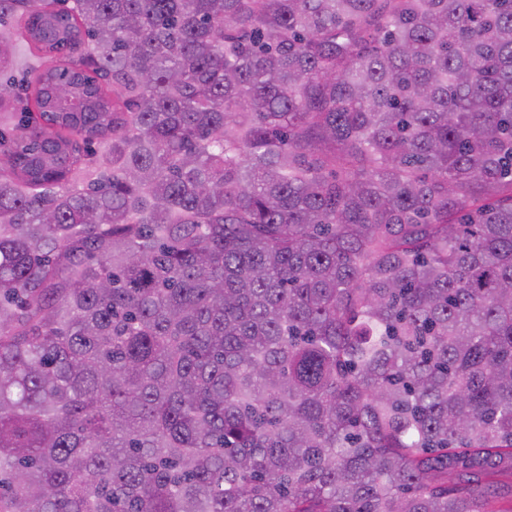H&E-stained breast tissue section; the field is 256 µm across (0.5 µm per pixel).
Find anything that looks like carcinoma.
Returning a JSON list of instances; mask_svg holds the SVG:
<instances>
[{"label": "carcinoma", "instance_id": "carcinoma-1", "mask_svg": "<svg viewBox=\"0 0 512 512\" xmlns=\"http://www.w3.org/2000/svg\"><path fill=\"white\" fill-rule=\"evenodd\" d=\"M512 0H0V512H512Z\"/></svg>", "mask_w": 512, "mask_h": 512}]
</instances>
